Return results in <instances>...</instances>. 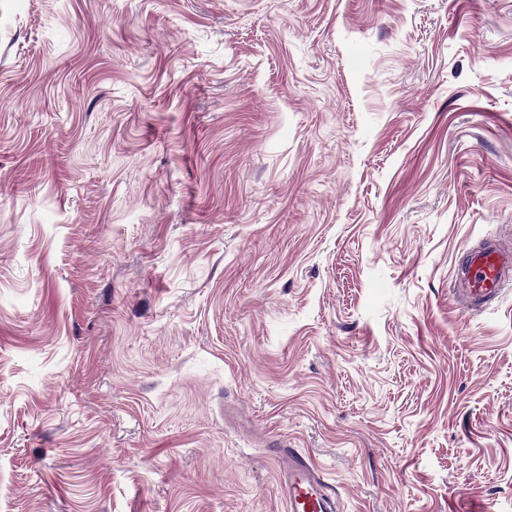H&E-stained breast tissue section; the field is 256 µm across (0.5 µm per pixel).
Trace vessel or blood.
Here are the masks:
<instances>
[{
  "label": "vessel or blood",
  "instance_id": "1",
  "mask_svg": "<svg viewBox=\"0 0 512 512\" xmlns=\"http://www.w3.org/2000/svg\"><path fill=\"white\" fill-rule=\"evenodd\" d=\"M512 282V249L486 240L469 248L456 274L461 306L484 311ZM272 456L288 512H335L336 493L322 471L296 448H276Z\"/></svg>",
  "mask_w": 512,
  "mask_h": 512
}]
</instances>
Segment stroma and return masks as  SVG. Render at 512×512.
<instances>
[{
  "label": "stroma",
  "instance_id": "35a3bbf8",
  "mask_svg": "<svg viewBox=\"0 0 512 512\" xmlns=\"http://www.w3.org/2000/svg\"><path fill=\"white\" fill-rule=\"evenodd\" d=\"M512 0H0V512H512ZM512 280V249H503L494 240L469 248L456 274L460 305L482 312L502 294ZM280 493L288 512H334L336 493L322 471L297 448H273Z\"/></svg>",
  "mask_w": 512,
  "mask_h": 512
}]
</instances>
